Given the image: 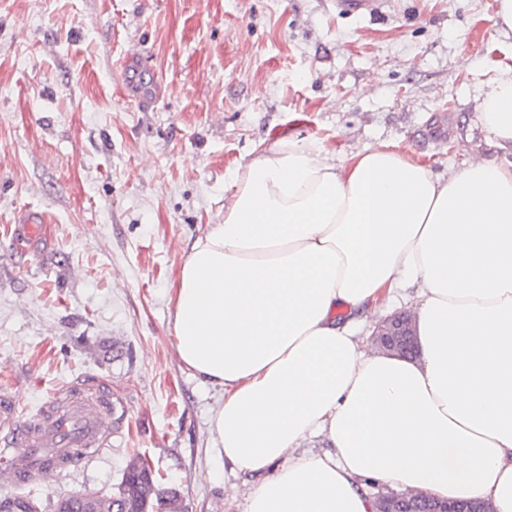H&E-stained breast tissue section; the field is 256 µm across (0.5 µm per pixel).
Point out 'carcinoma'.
<instances>
[{"mask_svg":"<svg viewBox=\"0 0 512 512\" xmlns=\"http://www.w3.org/2000/svg\"><path fill=\"white\" fill-rule=\"evenodd\" d=\"M154 471L140 457L132 458L123 473L118 493L107 496L96 494L99 512H149L154 508ZM84 494L76 493L60 498L55 512H85ZM0 512H40L34 500L18 497L0 503Z\"/></svg>","mask_w":512,"mask_h":512,"instance_id":"obj_1","label":"carcinoma"}]
</instances>
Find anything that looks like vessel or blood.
Returning <instances> with one entry per match:
<instances>
[{"instance_id":"obj_1","label":"vessel or blood","mask_w":512,"mask_h":512,"mask_svg":"<svg viewBox=\"0 0 512 512\" xmlns=\"http://www.w3.org/2000/svg\"><path fill=\"white\" fill-rule=\"evenodd\" d=\"M138 68V58H127L121 65V76L129 96L148 112L156 99L139 87ZM102 405V410L95 411L78 404L61 408L50 402L36 419L28 420L20 418L10 398L0 399V414L8 420L6 433L0 437V478L17 486H33L51 473L78 464L85 449L111 422L107 413L112 406L111 394H103Z\"/></svg>"}]
</instances>
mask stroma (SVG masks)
I'll use <instances>...</instances> for the list:
<instances>
[{
    "instance_id": "35a3bbf8",
    "label": "stroma",
    "mask_w": 512,
    "mask_h": 512,
    "mask_svg": "<svg viewBox=\"0 0 512 512\" xmlns=\"http://www.w3.org/2000/svg\"><path fill=\"white\" fill-rule=\"evenodd\" d=\"M497 0H0V392L34 416L69 382L122 415L108 445L41 484L0 481V500L54 512L73 492H118L136 455L182 512H246L211 432L222 392L182 364L173 290L197 238L224 221L243 166L283 139L345 157L385 146L445 178L512 167L484 129L481 94L512 70ZM157 103L119 76L130 54ZM39 220L35 229L21 215ZM398 292L355 322L365 350ZM138 57L127 58L121 65V76L126 84L128 95L134 98L141 106V111L150 112L156 102V96L146 95L136 83L139 75Z\"/></svg>"
}]
</instances>
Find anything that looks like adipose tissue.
Listing matches in <instances>:
<instances>
[{
	"instance_id": "ef3b65f1",
	"label": "adipose tissue",
	"mask_w": 512,
	"mask_h": 512,
	"mask_svg": "<svg viewBox=\"0 0 512 512\" xmlns=\"http://www.w3.org/2000/svg\"><path fill=\"white\" fill-rule=\"evenodd\" d=\"M482 119L512 142V75ZM414 288L418 352H369L355 311ZM183 365L218 387L211 428L247 512H371L361 479L512 512V168L441 179L388 147L263 151L175 290ZM327 435L331 451L302 450Z\"/></svg>"
}]
</instances>
